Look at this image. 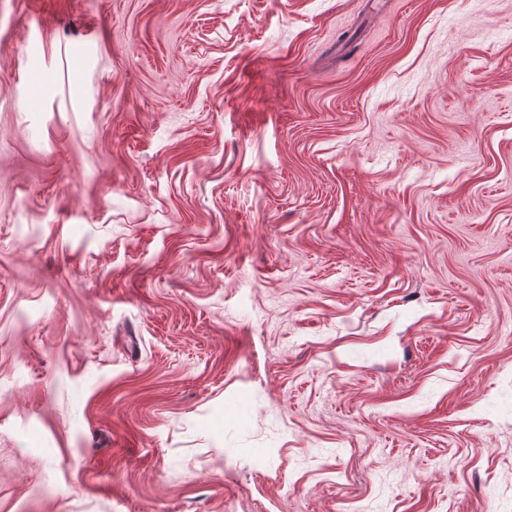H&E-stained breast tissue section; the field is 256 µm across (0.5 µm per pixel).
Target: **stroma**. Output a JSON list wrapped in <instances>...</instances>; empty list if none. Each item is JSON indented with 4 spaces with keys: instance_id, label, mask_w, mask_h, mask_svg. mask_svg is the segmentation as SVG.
Wrapping results in <instances>:
<instances>
[{
    "instance_id": "obj_1",
    "label": "stroma",
    "mask_w": 512,
    "mask_h": 512,
    "mask_svg": "<svg viewBox=\"0 0 512 512\" xmlns=\"http://www.w3.org/2000/svg\"><path fill=\"white\" fill-rule=\"evenodd\" d=\"M0 512H512V0H0Z\"/></svg>"
}]
</instances>
